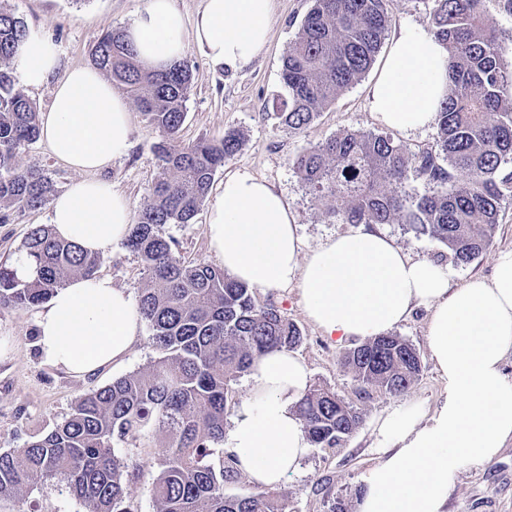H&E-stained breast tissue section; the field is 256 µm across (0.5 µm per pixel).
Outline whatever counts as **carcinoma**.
Wrapping results in <instances>:
<instances>
[{"label":"carcinoma","mask_w":512,"mask_h":512,"mask_svg":"<svg viewBox=\"0 0 512 512\" xmlns=\"http://www.w3.org/2000/svg\"><path fill=\"white\" fill-rule=\"evenodd\" d=\"M388 0H313L282 61L284 97L278 117L290 130L305 129L369 70L391 25ZM484 0H432L429 32L449 54L451 81L438 112L435 147L413 152L388 133L345 131L293 160L316 199L329 198L340 224H407L448 249L458 266L473 262L512 198V69L505 67ZM24 22L0 5V223L11 208L34 209L53 192L43 174L22 169L17 157L40 136L36 104L15 87L13 63L27 34ZM93 65L135 98L164 139L157 144L162 176L132 224L126 248L141 260L145 281L137 310L151 330L159 357L145 371L114 380L79 398L72 413L45 434L0 452V498L20 499L38 482L55 481L83 512H127V484L150 472L156 512H288L272 489L225 493L241 473L234 458L216 451L224 421L236 402L232 383L254 359L292 351L300 329L272 304L260 305L254 288L202 260L183 261L165 226L190 223L216 172L244 142L242 133L178 144L186 117L192 64L184 58L163 71L137 60L124 31L108 28L91 49ZM433 190L399 191L410 173ZM465 175L458 181L457 176ZM32 272L18 276L0 266V306L47 302L73 276L95 274L100 255L33 227L24 241ZM362 393L409 389L421 372L419 353L396 334L368 339L344 355ZM315 448H336L360 425L362 414L335 391L307 389L295 404ZM161 435L154 457H120L113 443L145 447Z\"/></svg>","instance_id":"obj_1"}]
</instances>
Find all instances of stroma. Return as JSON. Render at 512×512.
Listing matches in <instances>:
<instances>
[{
    "instance_id": "35a3bbf8",
    "label": "stroma",
    "mask_w": 512,
    "mask_h": 512,
    "mask_svg": "<svg viewBox=\"0 0 512 512\" xmlns=\"http://www.w3.org/2000/svg\"><path fill=\"white\" fill-rule=\"evenodd\" d=\"M8 8L28 28L51 35L58 44L63 68L86 66L90 51L107 28L126 29L143 9L145 0H6ZM312 6V0H273L272 32L264 53L251 65L237 70L212 68L197 47H190L192 91L179 142L218 139L228 130L243 133L241 150L217 171L213 186L221 188L225 179L239 171H249L281 192L291 204L299 233L307 249H315L329 238L350 232L347 224L333 222L327 211L330 199H314L304 188L292 160L306 148L347 130L381 132L382 127L367 106V93L377 67L386 54L378 52L376 65L336 101L323 109L303 131L288 130L273 109V100L283 95L282 59ZM133 128L128 155L103 172L139 211L161 169L155 146L161 132L150 125L137 103L129 105ZM22 168L42 172L56 191H63L77 174L61 165L44 140L26 145L18 156ZM208 206H201L191 223L167 226V233L179 241L178 252L187 259L213 262L206 235ZM49 207L13 209L7 223L0 224V262H12L36 225L49 221ZM381 232L410 256L447 263L448 251L439 242L416 235L402 224H384ZM512 250V201H504L500 222L489 246L468 266L455 267L457 281L473 276H491L502 252ZM98 274L111 277L115 286L137 293L142 285L140 258L124 245L101 255ZM259 302L275 305L296 324L304 340L296 353L308 365L312 382L333 389L361 409L360 426L336 448L311 449L300 470L279 487L288 503V512H328L332 499L355 501L365 486V478L378 464L375 451L378 420L405 407H418L431 416L446 396L445 383L431 358L427 326L429 312L415 309L394 327L417 349L422 371L411 388L400 395L371 390L360 398L352 375L343 365V355L353 341L338 344L327 338L308 319L295 286L258 290ZM39 307L0 308V451L22 444L35 433L50 431L71 413L84 394L112 383L127 374L145 369L158 353L149 329H142L126 359L119 365L95 374L78 377L47 364L35 345V322ZM0 512H82L79 502L60 484L37 483L25 500L0 499ZM448 512H512V443L493 459L479 465L465 464L448 487Z\"/></svg>"
}]
</instances>
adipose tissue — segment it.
<instances>
[{
  "mask_svg": "<svg viewBox=\"0 0 512 512\" xmlns=\"http://www.w3.org/2000/svg\"><path fill=\"white\" fill-rule=\"evenodd\" d=\"M272 0H202L193 18L175 0H146L126 30L141 63L165 69L196 45L213 67L237 70L265 50ZM22 83L53 82L40 117L52 154L78 178L55 197L54 233L92 253L124 241L133 222L126 196L96 174L132 145L123 97L92 67L61 69L58 46L41 31L20 43ZM449 82L445 48L419 24L394 30L387 57L368 92L386 128L410 132L434 124ZM210 248L225 271L251 287L295 284L308 319L337 342L373 338L414 307L429 312L428 345L447 382L442 405L426 420L397 411L378 427L380 461L367 475L358 512H446L448 485L466 463H482L512 442V251L491 278L453 287L447 265L415 259L390 238L361 229L305 251L286 197L250 172L228 177L208 214ZM44 360L85 377L121 363L141 333L127 289L103 276L76 277L59 288L36 322ZM310 372L290 352L258 357L224 447L256 485L274 488L297 473L311 446L292 406Z\"/></svg>",
  "mask_w": 512,
  "mask_h": 512,
  "instance_id": "1",
  "label": "adipose tissue"
}]
</instances>
